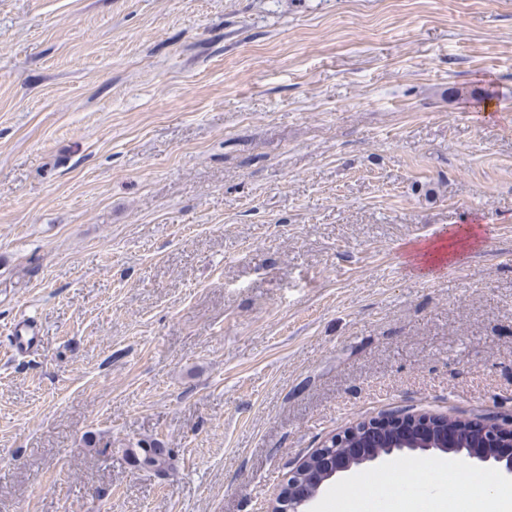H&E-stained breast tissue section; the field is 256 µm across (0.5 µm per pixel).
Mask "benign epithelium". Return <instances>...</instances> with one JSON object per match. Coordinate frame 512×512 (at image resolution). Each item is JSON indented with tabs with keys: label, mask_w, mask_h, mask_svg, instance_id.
<instances>
[{
	"label": "benign epithelium",
	"mask_w": 512,
	"mask_h": 512,
	"mask_svg": "<svg viewBox=\"0 0 512 512\" xmlns=\"http://www.w3.org/2000/svg\"><path fill=\"white\" fill-rule=\"evenodd\" d=\"M437 450L465 454L472 468L491 469L512 481V418L455 421L435 414L400 411L359 422L334 434L288 471L273 512H310L309 504L324 483L363 464H380L400 453Z\"/></svg>",
	"instance_id": "7a95c632"
}]
</instances>
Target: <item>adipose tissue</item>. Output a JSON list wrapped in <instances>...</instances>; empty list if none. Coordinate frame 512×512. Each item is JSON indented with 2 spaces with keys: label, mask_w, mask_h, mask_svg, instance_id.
Here are the masks:
<instances>
[{
  "label": "adipose tissue",
  "mask_w": 512,
  "mask_h": 512,
  "mask_svg": "<svg viewBox=\"0 0 512 512\" xmlns=\"http://www.w3.org/2000/svg\"><path fill=\"white\" fill-rule=\"evenodd\" d=\"M481 231V225L472 224L448 236L408 244L403 249L402 262L413 275L435 278L442 266L461 263L477 247ZM434 471L419 497L437 505L438 512H458L461 501L467 497L480 499V512H512V483L464 476L463 467L456 460L435 465Z\"/></svg>",
  "instance_id": "ef3b65f1"
}]
</instances>
